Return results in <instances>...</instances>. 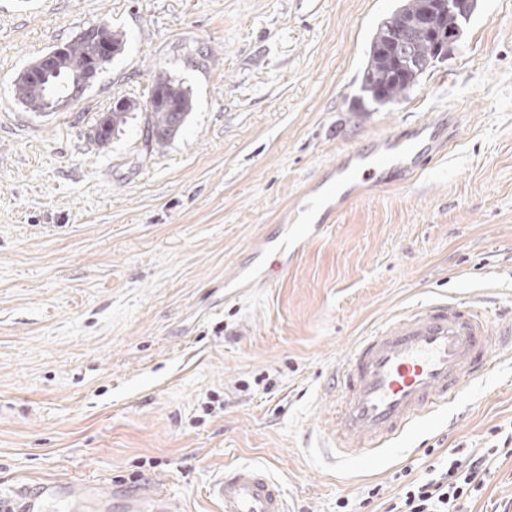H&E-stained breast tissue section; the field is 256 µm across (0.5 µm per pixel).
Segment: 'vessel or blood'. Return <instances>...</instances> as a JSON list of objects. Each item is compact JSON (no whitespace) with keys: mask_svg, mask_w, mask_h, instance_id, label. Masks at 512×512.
I'll use <instances>...</instances> for the list:
<instances>
[{"mask_svg":"<svg viewBox=\"0 0 512 512\" xmlns=\"http://www.w3.org/2000/svg\"><path fill=\"white\" fill-rule=\"evenodd\" d=\"M454 119L443 110L396 135L376 140L370 152L352 153L300 207L302 220L280 241L264 240L262 252L285 255L323 234L321 213L340 212L363 183H379V171L394 167L410 179L437 160L452 136ZM512 347V322L494 324L473 302L438 299L397 313L362 337L332 378L340 407L328 421L329 453L371 459L427 413L447 405L488 372L497 347ZM223 512H288L268 471L257 466L225 470L210 487ZM97 487L88 480H52L0 495V512H97Z\"/></svg>","mask_w":512,"mask_h":512,"instance_id":"b4317fda","label":"vessel or blood"}]
</instances>
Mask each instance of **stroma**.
<instances>
[{
  "instance_id": "obj_1",
  "label": "stroma",
  "mask_w": 512,
  "mask_h": 512,
  "mask_svg": "<svg viewBox=\"0 0 512 512\" xmlns=\"http://www.w3.org/2000/svg\"><path fill=\"white\" fill-rule=\"evenodd\" d=\"M396 0H0V491L84 477L221 512L208 487L256 465L289 512H385L453 449L486 456L460 512H512V353L372 464L321 448L328 389L365 335L430 299L512 312V0H478L448 59L364 110L360 73ZM125 46L59 112L13 81L83 30ZM194 109L162 147L131 112L155 72ZM457 114L434 169L330 217L271 269L256 257L349 149L430 112ZM376 496H369V489Z\"/></svg>"
}]
</instances>
